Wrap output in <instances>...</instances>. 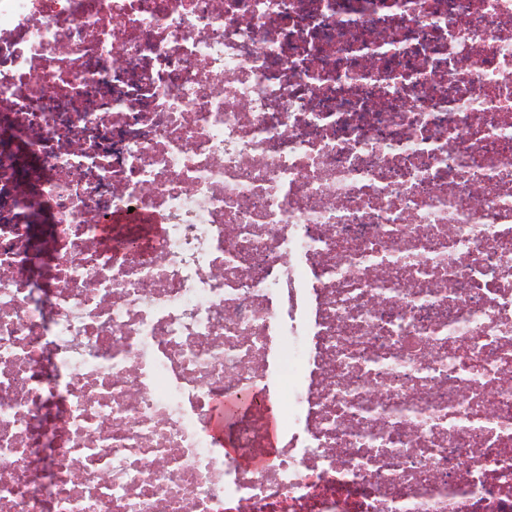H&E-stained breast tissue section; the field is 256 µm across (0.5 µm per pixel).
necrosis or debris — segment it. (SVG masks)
Returning a JSON list of instances; mask_svg holds the SVG:
<instances>
[{
    "label": "necrosis or debris",
    "instance_id": "obj_1",
    "mask_svg": "<svg viewBox=\"0 0 512 512\" xmlns=\"http://www.w3.org/2000/svg\"><path fill=\"white\" fill-rule=\"evenodd\" d=\"M0 512H512V0H0Z\"/></svg>",
    "mask_w": 512,
    "mask_h": 512
}]
</instances>
